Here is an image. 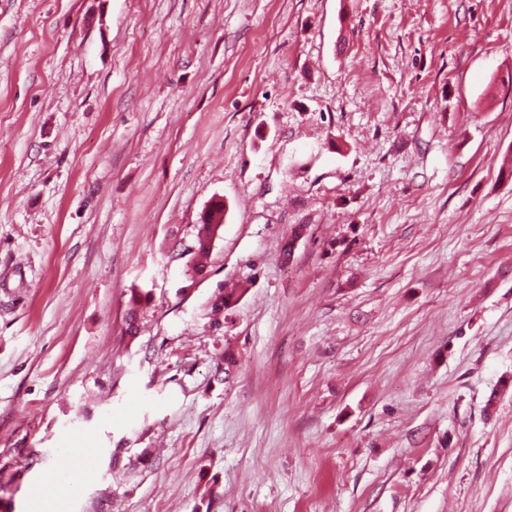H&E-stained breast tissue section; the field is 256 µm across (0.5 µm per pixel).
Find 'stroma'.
I'll use <instances>...</instances> for the list:
<instances>
[{"instance_id":"stroma-1","label":"stroma","mask_w":512,"mask_h":512,"mask_svg":"<svg viewBox=\"0 0 512 512\" xmlns=\"http://www.w3.org/2000/svg\"><path fill=\"white\" fill-rule=\"evenodd\" d=\"M510 156L512 0H0V512H512ZM225 206L224 201H212L200 217L199 224L195 225V239L191 254L194 255L193 264L186 270V275H202L205 272L206 265L203 259H206L212 249L216 239L220 237L222 227L224 226ZM189 272L193 274L190 275ZM251 285V280H245L241 282L239 288H230L225 291L223 288H220L218 294L212 298L210 306L211 313L214 315L220 313L226 314L232 310Z\"/></svg>"}]
</instances>
